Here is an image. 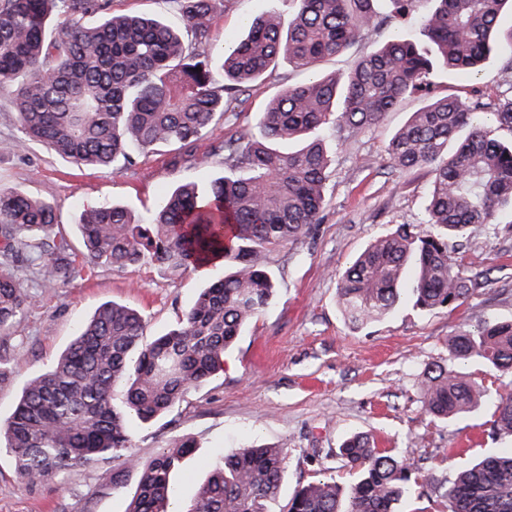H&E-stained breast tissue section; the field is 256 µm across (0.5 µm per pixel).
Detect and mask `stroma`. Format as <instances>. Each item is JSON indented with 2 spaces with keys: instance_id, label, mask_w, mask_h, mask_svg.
I'll list each match as a JSON object with an SVG mask.
<instances>
[{
  "instance_id": "obj_1",
  "label": "stroma",
  "mask_w": 512,
  "mask_h": 512,
  "mask_svg": "<svg viewBox=\"0 0 512 512\" xmlns=\"http://www.w3.org/2000/svg\"><path fill=\"white\" fill-rule=\"evenodd\" d=\"M268 0H219L213 18L215 44L241 33L247 17ZM301 72L282 65L252 84L248 96L230 100L226 122L209 127L197 144L209 152L232 133L256 129L269 101ZM433 90L466 96L472 91L512 90V73L501 58L491 59L477 78L460 82L437 74ZM15 86L0 83V187L43 199L56 207L58 220L78 237L81 206L104 202L125 205L135 217L154 207L162 190L199 183L224 174L221 156L208 169L174 166L167 148L137 155L134 164L113 170L84 169L23 138L14 108ZM419 96L404 98L397 109L352 146L332 152L326 207L320 224L298 245L269 253L276 293L224 357V366L206 384L191 389L156 422L132 423L131 452L147 463L180 438L196 451L172 483L182 499L192 498L206 473L204 460L220 451L250 445L284 449L286 465L274 512H286L289 498L310 482L327 479L345 485L350 476L337 449L352 432L369 435L379 448L408 454L422 473L452 477L475 457L512 446L492 434L494 403L450 423L428 417L417 381L429 364L448 362V338L487 322L512 319V234L479 232L460 249L465 271L483 272L482 288L459 307L425 312L403 305L384 319L355 328L343 318L336 276L376 237L399 224H420L428 200V169L402 172L387 147ZM221 273L201 266L173 278L143 264L122 271L97 270L53 292L33 288L34 307L15 325L21 346L9 387L0 391V420L13 413L28 382L66 349L74 330L98 307L122 302L146 317L145 341L178 322L201 288ZM112 464L30 486L11 458L0 454V512H125L139 484L127 471L123 485L111 489Z\"/></svg>"
}]
</instances>
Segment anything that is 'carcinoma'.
<instances>
[{
	"mask_svg": "<svg viewBox=\"0 0 512 512\" xmlns=\"http://www.w3.org/2000/svg\"><path fill=\"white\" fill-rule=\"evenodd\" d=\"M180 24L112 13V0H0V82H14L22 135L79 167L107 170L136 153L174 151L172 163L206 169L196 144L224 122V95L243 92L280 64L315 71L365 34L393 36L343 74L284 86L262 112L259 131L212 147L230 174L160 194L136 220L124 206L83 209L75 251L54 205L0 190V388L12 380L19 347L12 329L34 303L24 281L46 289L99 268L152 263L169 275L204 265L224 276L203 289L174 328L143 343L145 320L114 302L82 323L69 346L23 390L0 424V452L37 485L110 460L112 487L141 471L126 512H271L284 476L280 448L221 453L181 510L171 476L191 455L174 442L142 465L130 452L129 423H150L221 368L224 354L271 303L267 253L302 242L321 222L330 177L329 143H355L409 93L424 97L388 144L401 171L427 167L423 224H400L372 241L338 276L339 304L354 327L411 302L423 311L460 306L479 275L457 263L459 242L490 224H512V139L492 137L487 120L512 132V95L486 112L483 94L436 96L430 77H475L494 52L512 71V0H293L288 22L270 11L228 48L212 43L217 0H167ZM97 16L88 25L85 20ZM54 17L60 22L51 25ZM224 84L216 85L214 51ZM485 364L512 374V320L448 337V364L420 374L424 412L444 423L478 410L486 391L462 368ZM494 433L512 437V393L497 395ZM347 490L311 482L288 512H397L417 480L409 458L375 447L364 433L338 448ZM448 512H512V448L435 482Z\"/></svg>",
	"mask_w": 512,
	"mask_h": 512,
	"instance_id": "1",
	"label": "carcinoma"
}]
</instances>
